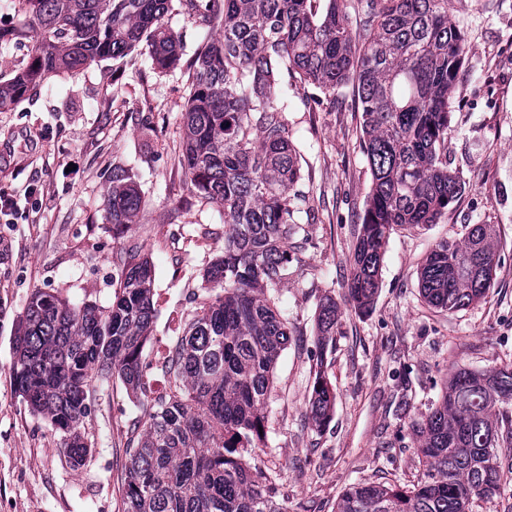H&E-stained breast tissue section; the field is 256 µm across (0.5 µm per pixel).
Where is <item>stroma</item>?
<instances>
[{
  "mask_svg": "<svg viewBox=\"0 0 512 512\" xmlns=\"http://www.w3.org/2000/svg\"><path fill=\"white\" fill-rule=\"evenodd\" d=\"M449 16L466 38L446 144L464 188L438 223L392 231L368 313L346 300L372 180L352 90L318 106L308 88H288V132L315 219L301 225L307 244L281 285L291 336L273 371L267 443L257 451L278 476L284 512H334L359 481H413L421 469L414 423L438 401L446 376L512 357V0H449ZM170 25L184 45L176 69L155 70L138 50L49 76L0 112V194L18 202L0 213V512H120L125 445L141 415L121 382L100 390L84 422L91 448L83 465L71 466L59 434L13 391V338L35 290L109 306L120 253L138 247L154 266L152 358L181 335L205 267L224 253V221L195 198L180 164L191 58L205 35L183 15ZM119 168L142 202L138 223L117 242L104 197ZM474 224L498 231L485 300L455 313L429 306L419 293L421 265L437 242L462 238ZM326 295L342 310L326 369L336 405L316 431L307 409L315 315Z\"/></svg>",
  "mask_w": 512,
  "mask_h": 512,
  "instance_id": "stroma-1",
  "label": "stroma"
}]
</instances>
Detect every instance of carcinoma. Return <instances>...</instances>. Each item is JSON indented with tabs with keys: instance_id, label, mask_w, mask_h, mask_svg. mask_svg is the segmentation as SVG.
I'll return each mask as SVG.
<instances>
[{
	"instance_id": "1",
	"label": "carcinoma",
	"mask_w": 512,
	"mask_h": 512,
	"mask_svg": "<svg viewBox=\"0 0 512 512\" xmlns=\"http://www.w3.org/2000/svg\"><path fill=\"white\" fill-rule=\"evenodd\" d=\"M20 28L35 34L27 67L0 81V110L51 74L143 48L160 71L180 61L171 14L205 33L195 53L181 162L194 193L224 215V256L185 331L155 363L145 346L154 318L152 263L131 247L120 256L112 304L76 306L35 291L13 338L14 392L60 435L79 467L90 443L82 431L97 390L117 378L145 420L133 423L120 479L121 512H283L276 476L262 467L267 400L288 346V314L277 305L291 252L303 248L309 221L300 152L289 137L282 74L336 98L350 86L361 113L362 153L372 181L351 262L348 298L368 312L396 226L436 224L462 191L448 168L451 90L465 36L448 0H11ZM112 238L139 221L141 196L127 171L112 174L104 200ZM496 228L474 224L442 240L420 268L433 308L456 312L482 300L497 269ZM342 312L317 305L318 369L308 403L317 431L331 419L335 394L325 373ZM157 368L170 390L155 394ZM422 469L410 484L358 482L334 512H472L476 499L506 484L512 450V361L488 371L461 369L438 405L417 424Z\"/></svg>"
}]
</instances>
